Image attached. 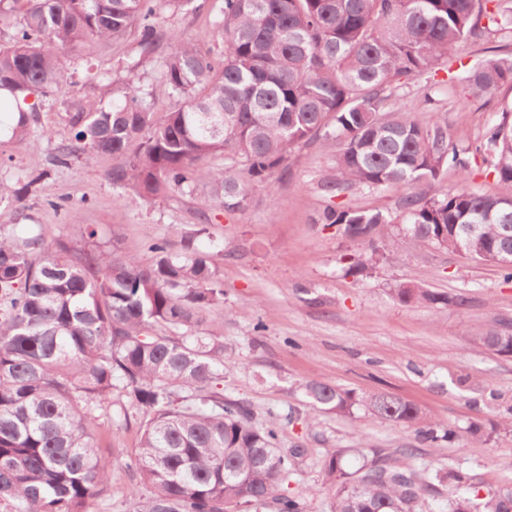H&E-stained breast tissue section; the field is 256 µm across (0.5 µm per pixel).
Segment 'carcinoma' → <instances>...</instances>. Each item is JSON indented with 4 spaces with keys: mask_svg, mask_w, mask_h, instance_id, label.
Wrapping results in <instances>:
<instances>
[{
    "mask_svg": "<svg viewBox=\"0 0 512 512\" xmlns=\"http://www.w3.org/2000/svg\"><path fill=\"white\" fill-rule=\"evenodd\" d=\"M153 0H0V25L15 20L0 44V90L8 92L15 140L36 146L37 103L61 93V51L91 41L136 37L148 61L162 33ZM216 57L171 30L174 49L158 86L133 84L112 102L66 103L73 137L52 162L67 165L100 154L117 160L107 178L144 200L171 189L202 190L200 216L219 208L242 211L250 188L288 171L291 150L322 136L336 151L329 192L354 185L409 189L399 201L405 236L497 266L512 244V199L465 187L443 191L448 164L469 171L438 125L385 112L393 81L436 71L459 43L487 30H512V0H219ZM475 96L512 84V55L467 72ZM158 95L182 100L157 118ZM500 182L512 185V112L486 133ZM224 157V167L207 164ZM44 173L0 180V206L21 203ZM316 223L336 227L360 246L347 272L368 269L376 236L394 220L381 211L328 207ZM206 225L172 250L149 245L153 262L101 249L73 250L47 240L39 224L0 228V512H98L112 484L99 428L112 424V391L123 397L125 423L139 417L137 452L126 512H309L307 499L283 485L307 454L280 445L275 428L254 421L245 402L224 397L223 327L208 321L224 305L221 271L196 247ZM401 303L446 305L448 295L416 284L394 289ZM171 331L153 333L155 327ZM473 341L512 354V334L478 329ZM321 409L338 415L365 406L381 419L416 428L428 442L452 440L407 401L384 395L359 399L320 383L304 386ZM323 463L331 512H424L428 499L452 482L445 512H512V487L487 492L480 509L472 477L458 469L420 468L413 452L392 458L358 449Z\"/></svg>",
    "mask_w": 512,
    "mask_h": 512,
    "instance_id": "1",
    "label": "carcinoma"
}]
</instances>
